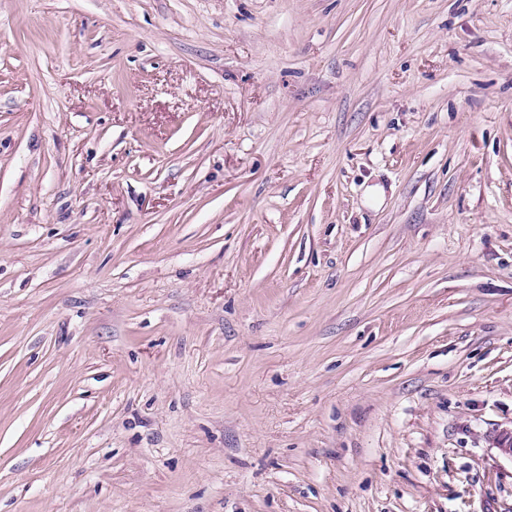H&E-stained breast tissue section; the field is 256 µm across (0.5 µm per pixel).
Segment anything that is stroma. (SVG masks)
Segmentation results:
<instances>
[{"instance_id":"stroma-1","label":"stroma","mask_w":512,"mask_h":512,"mask_svg":"<svg viewBox=\"0 0 512 512\" xmlns=\"http://www.w3.org/2000/svg\"><path fill=\"white\" fill-rule=\"evenodd\" d=\"M512 0H0V512H512Z\"/></svg>"}]
</instances>
